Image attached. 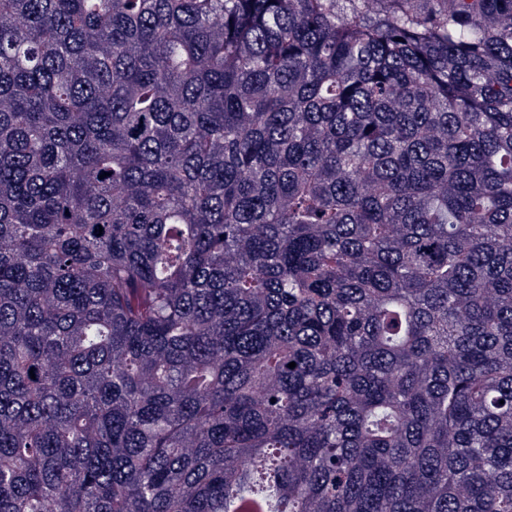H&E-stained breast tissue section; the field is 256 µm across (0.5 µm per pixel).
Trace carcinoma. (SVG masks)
<instances>
[{
    "mask_svg": "<svg viewBox=\"0 0 512 512\" xmlns=\"http://www.w3.org/2000/svg\"><path fill=\"white\" fill-rule=\"evenodd\" d=\"M506 14L0 0V512H512Z\"/></svg>",
    "mask_w": 512,
    "mask_h": 512,
    "instance_id": "1",
    "label": "carcinoma"
}]
</instances>
